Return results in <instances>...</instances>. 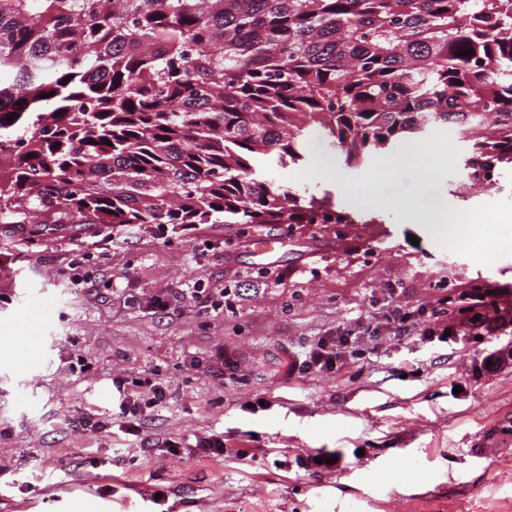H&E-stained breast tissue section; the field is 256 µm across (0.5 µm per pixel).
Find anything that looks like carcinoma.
<instances>
[{"label": "carcinoma", "instance_id": "carcinoma-1", "mask_svg": "<svg viewBox=\"0 0 512 512\" xmlns=\"http://www.w3.org/2000/svg\"><path fill=\"white\" fill-rule=\"evenodd\" d=\"M4 74L0 235L30 243L51 224H354L271 173L320 145L358 169L439 127L461 187L512 171V0H0Z\"/></svg>", "mask_w": 512, "mask_h": 512}]
</instances>
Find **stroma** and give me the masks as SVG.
<instances>
[{
	"label": "stroma",
	"mask_w": 512,
	"mask_h": 512,
	"mask_svg": "<svg viewBox=\"0 0 512 512\" xmlns=\"http://www.w3.org/2000/svg\"><path fill=\"white\" fill-rule=\"evenodd\" d=\"M431 143L448 162L427 183L416 143L357 171L332 154L282 171L343 211L376 195L371 224L77 229L0 248V512H512V364L480 365L512 335H363L392 302L512 308V196L459 193L457 138L440 128ZM424 193L482 232L490 258L440 234L416 206ZM271 235L278 251L257 252ZM42 294L56 313L23 370L18 312ZM349 333L359 359L283 376L284 350ZM153 376L167 399L127 435L120 396L145 398ZM85 413L110 428L83 429ZM201 434L223 435V456L184 447ZM320 452L335 470L313 463Z\"/></svg>",
	"instance_id": "1"
}]
</instances>
